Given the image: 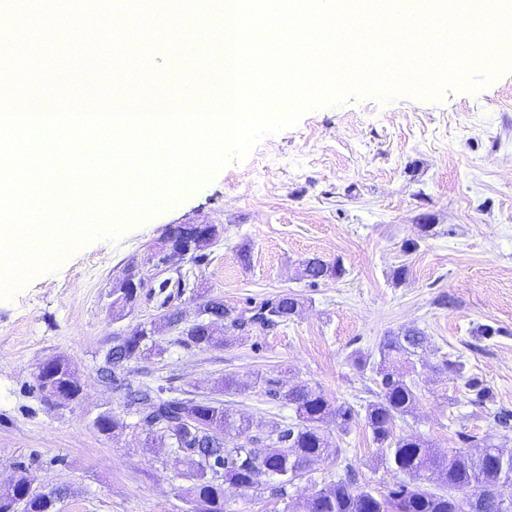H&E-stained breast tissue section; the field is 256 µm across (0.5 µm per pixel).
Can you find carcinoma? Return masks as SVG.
<instances>
[{"label": "carcinoma", "instance_id": "cac0c4a2", "mask_svg": "<svg viewBox=\"0 0 512 512\" xmlns=\"http://www.w3.org/2000/svg\"><path fill=\"white\" fill-rule=\"evenodd\" d=\"M343 265L302 261L298 279L311 285L340 279ZM295 297L281 303L267 301L250 316L253 326L265 329L291 319L298 313ZM187 342L207 350L224 343L221 336H211L204 328L185 332ZM425 335L417 329L384 337L380 342L381 362L376 370V399L365 408V419L372 442L386 467L403 476L385 491L358 482L354 470L330 483L307 499L306 512H502L501 502L512 500V459L500 464V448L491 438L482 439L477 454L458 448L446 455L438 453L423 437L409 434L395 437V419L413 412L417 401L416 383L407 374L390 368V364L409 361L415 350L423 346ZM148 350V341L138 336H118L105 355L112 368L105 376L112 386L126 390L127 406L139 413L140 422L148 428L146 440L169 441L172 454L183 456L194 466L193 483L187 496L194 512H224V485L245 491L266 486L258 465L282 473L281 482L271 491L290 509V490L305 477L311 462L328 448L324 425L334 423L346 429L355 417V410L335 405L318 390L302 383L288 385L268 383L271 397L288 405L294 413L291 422L271 425L264 437L254 436L246 443L227 448L219 438L234 431L240 435L250 430L253 422L235 418L222 404L211 399L164 397L146 385L132 387L126 378L128 364L141 358ZM39 389L51 396L66 399L79 396L72 382L68 363L53 359L43 366L38 378ZM434 479L439 491H432L425 482ZM48 498L30 493L27 479L14 476L7 484L0 483V512H16L24 504V512H53L59 496Z\"/></svg>", "mask_w": 512, "mask_h": 512}]
</instances>
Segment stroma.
Wrapping results in <instances>:
<instances>
[{
  "label": "stroma",
  "instance_id": "obj_1",
  "mask_svg": "<svg viewBox=\"0 0 512 512\" xmlns=\"http://www.w3.org/2000/svg\"><path fill=\"white\" fill-rule=\"evenodd\" d=\"M192 220L224 232L204 260L161 265L153 245ZM410 241L416 249L404 252ZM313 256L341 262L344 276L315 286L297 280ZM131 265L144 288L119 314L113 289ZM402 265L408 273L399 279ZM183 273L188 288L162 300L159 283ZM282 294L299 299L298 315L247 333L224 324L226 345L205 351L164 318L175 309L192 323L214 297L246 316ZM148 322L153 347L128 378L163 396L212 399L268 424L292 415L266 393L271 379L309 385L355 410L347 431L327 426L330 446L294 489L295 512L350 467L381 490L398 481L378 462L364 416L374 374L357 371L351 356L377 357L384 336L407 329L426 340L413 357L418 401L396 420L395 435H420L444 454L460 434L493 433L512 451V428L497 419L512 416V72L475 93L368 95L307 111L174 207L73 248L55 271L34 273L0 299V480L21 473L31 492L65 488L57 512H191L189 464L147 442L123 392L100 374L114 338ZM59 357L82 388L76 399L38 388L40 367ZM445 361L462 363V377L442 372ZM227 373L246 390L218 391ZM469 378L488 388L486 405L474 403ZM103 414L119 429L99 431ZM282 509L267 489L224 490V512Z\"/></svg>",
  "mask_w": 512,
  "mask_h": 512
}]
</instances>
